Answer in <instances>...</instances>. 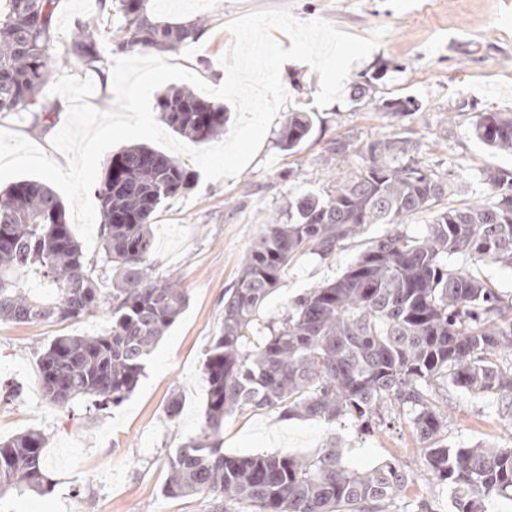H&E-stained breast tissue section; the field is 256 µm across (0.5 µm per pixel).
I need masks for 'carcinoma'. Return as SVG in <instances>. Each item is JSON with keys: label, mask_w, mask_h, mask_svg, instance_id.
I'll return each instance as SVG.
<instances>
[{"label": "carcinoma", "mask_w": 512, "mask_h": 512, "mask_svg": "<svg viewBox=\"0 0 512 512\" xmlns=\"http://www.w3.org/2000/svg\"><path fill=\"white\" fill-rule=\"evenodd\" d=\"M152 0H111L117 27L79 21L63 57L96 69L102 44L113 51L175 50L196 41L203 23L163 21ZM59 0H0V112L37 106L52 77L47 49L57 39ZM154 108L173 132L194 144L224 130V106L188 88L164 91ZM380 108L405 116L419 110L412 97ZM312 128L293 112L279 134L292 151ZM474 134L489 148L512 150V113L483 112ZM403 137L365 150L354 175L323 193L290 199L253 241L234 283L224 290V321L203 364L207 385L200 434L168 455L163 492L172 499L203 495L210 512H382L398 498L410 473L392 461L352 468L331 442L312 456L224 454V419L237 410H277L287 418L383 422L389 405L426 443L424 464L452 495L453 512H488L494 495L512 492V448L450 446L447 416L435 405L439 381L463 392L491 395L512 419V304L492 283L454 262H492L512 268V173L485 175L489 202L437 213L423 237L399 230L403 219L462 184L414 161ZM193 185V176L168 154L143 145L112 156L97 194L101 261L112 283L95 279L66 220L65 206L44 183L22 180L0 192V321L71 322L102 307L111 327L96 336H57L41 355L44 397L66 405L87 397L99 411L129 398L154 345L184 313L188 293L148 264L150 224L161 204ZM369 224L392 230L359 254L338 279L297 298L254 338L253 323L293 260L325 261ZM45 435L30 429L0 440V499L10 491L44 493Z\"/></svg>", "instance_id": "1"}]
</instances>
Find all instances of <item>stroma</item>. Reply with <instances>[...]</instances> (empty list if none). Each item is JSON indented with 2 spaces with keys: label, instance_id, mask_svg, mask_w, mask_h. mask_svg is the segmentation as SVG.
<instances>
[{
  "label": "stroma",
  "instance_id": "stroma-1",
  "mask_svg": "<svg viewBox=\"0 0 512 512\" xmlns=\"http://www.w3.org/2000/svg\"><path fill=\"white\" fill-rule=\"evenodd\" d=\"M287 4L301 19L321 17L362 37L383 29L376 48L348 75L352 81L369 80V97L315 107L318 74L301 62L284 64L281 79L291 100L246 169L237 178L217 182L195 173L189 191L161 205L153 219L155 248L149 262L154 275L179 279L189 305L158 343L144 376L121 406L98 412L90 399L78 398L60 408L43 398L38 380L39 356L54 337L104 332L111 324L108 309L65 324L0 322V438L30 428L43 432L51 480L47 493L11 496L0 503V512H208L205 497L174 500L163 495L167 454L200 432L206 397L202 366L223 326L224 290L236 280L269 218L288 198L324 192L354 174L368 144L395 133L411 139L418 163L466 184L464 191L441 198L436 208L408 217L403 229L410 236H422L437 210L490 196L483 175L512 172V152L489 149L473 134L481 113H512V11L504 0H171L163 19L201 18L206 26L197 42L165 57L215 84L224 74L218 58L232 43L227 22ZM108 18L98 0H60L55 24L61 41L76 21ZM60 41L48 49L54 75L92 79L96 91L91 104L111 108L114 97L104 72L64 61ZM406 96L420 104L413 114L395 117L380 107L382 101ZM295 110L310 113L313 127L306 141L288 152L279 146V132ZM65 119L57 111L35 128L28 110L0 112V128L46 149ZM339 142L352 148L342 163L333 154ZM388 231L384 224L367 225L326 262L310 254L298 256L261 307L257 325L282 316L296 298L341 277L360 252ZM175 395L182 408L171 419L166 407ZM437 404L448 409L446 442L512 448V422L502 418L493 397L453 391L438 394ZM330 441L358 469L384 460L412 468L402 500L386 512H402L407 500L425 501L431 512H453L447 488L424 471L425 445L405 418L363 431L348 423L288 419L276 411L244 408L225 418L222 430L225 454L242 457L306 455Z\"/></svg>",
  "mask_w": 512,
  "mask_h": 512
}]
</instances>
